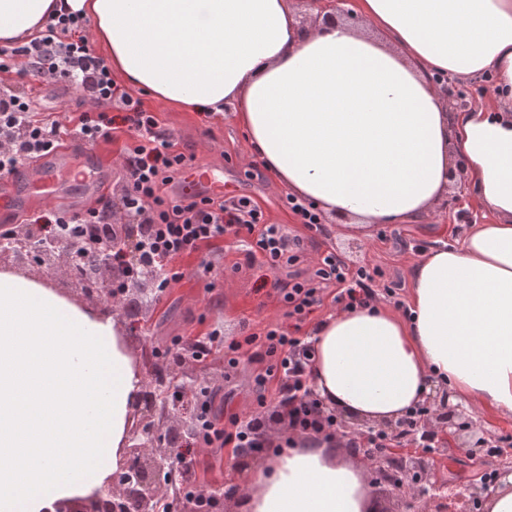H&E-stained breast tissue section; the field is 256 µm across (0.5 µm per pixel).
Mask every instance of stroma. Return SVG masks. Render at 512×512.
<instances>
[{
    "label": "stroma",
    "mask_w": 512,
    "mask_h": 512,
    "mask_svg": "<svg viewBox=\"0 0 512 512\" xmlns=\"http://www.w3.org/2000/svg\"><path fill=\"white\" fill-rule=\"evenodd\" d=\"M31 94L41 112L61 116L77 109L74 90L63 83H34ZM141 100L145 109L156 113L161 127L172 135L182 151L195 152L200 167L231 174L235 192L252 195L263 207L269 223L282 225L288 232L303 237L304 252L295 266L302 276L313 273L318 258L332 252L353 268L380 266L386 279L398 286L399 298L404 301L410 293L409 258L431 248L438 239L461 236L466 224L486 219L464 182L456 180L450 187L456 201L444 210L443 220L438 224H379L370 240L359 243L337 237L329 221L323 222L320 230H307L285 207L286 189L265 168L247 161L245 136L231 114L210 117L187 112L162 105L147 93L142 94ZM120 148L117 142L77 146L81 157L111 164L107 193L112 197L121 194L124 186ZM247 249V242L228 234L209 248L178 259L183 278L137 317V332L129 338L134 357H141L147 349L165 350L176 337L187 343L195 341L217 326L223 327L225 341L240 342L267 326L287 324L288 308L271 288L274 277H287V270L272 274L263 258L248 260ZM4 266L48 283L81 306H94L92 300L72 292L65 266L49 268L31 262L18 264L10 259L5 260ZM261 369V364L247 353L240 354L237 369H229L220 349L205 361L189 357L172 367L174 373L209 381L213 412L223 419L254 403V377ZM474 419L488 434L487 448H470L456 436H448L432 459L434 476L440 484L462 490L476 482L478 472L488 464L502 469L512 467V419L494 418L481 411L475 412ZM266 456L263 450L239 455L228 448H210L200 453L195 477L197 484L214 497L210 512H235L232 493L242 487L245 468Z\"/></svg>",
    "instance_id": "35a3bbf8"
}]
</instances>
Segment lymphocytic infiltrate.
<instances>
[{
    "label": "lymphocytic infiltrate",
    "instance_id": "1",
    "mask_svg": "<svg viewBox=\"0 0 512 512\" xmlns=\"http://www.w3.org/2000/svg\"><path fill=\"white\" fill-rule=\"evenodd\" d=\"M87 19L74 13L50 17L40 38L27 44L0 48V72H17L19 78L34 77L40 81L65 83L73 87L85 111L71 119L74 136L84 143L109 141L125 136L123 162L126 185L119 200L103 199L97 206L79 213L46 209L27 216V223L37 225L38 240L45 245L68 244L77 238L94 234L105 236L117 217H125L137 227L133 240L124 242L110 253L113 262L133 261L135 266L154 265L161 276L158 293H166L182 273L175 259L198 251L202 246L227 234L247 233L270 269L297 261L302 250L300 237L288 235L280 225L269 224L253 199L240 195L232 199L170 195L168 187L175 179L197 166L195 154L177 149L170 135L159 126L154 113L144 109L140 99L121 89L112 77L105 60L97 56L87 38ZM24 68H17V60ZM33 98L24 92L0 91V179L11 177L19 165L32 157H40L56 149L65 130L55 115L37 117ZM116 107V115H108V107ZM379 267H350L335 254L323 256L313 277L297 275L275 279L273 287L288 306L289 326H273L262 334L246 336L244 343L259 346L269 365L256 379L258 396L253 408L229 417L228 427H220L212 411L211 389L198 383L185 395L196 402L195 431L191 445L195 448L232 447L244 454L256 448L258 440L274 419L266 406L264 392L271 382H278L281 403L288 408L292 428L322 432L337 427L335 416L321 415L317 399L311 397L307 370L314 355L310 342L299 333L307 320L323 304V288L336 289L335 302L343 307L366 304L379 297H395L396 292L381 282ZM241 343V344H244ZM226 345L229 365H237L241 344L225 343L220 331H211L182 347L173 340L165 357L178 362L183 354L206 358L212 347ZM426 414L417 409L403 421L399 432L375 433L354 437L351 448L362 454L381 452L400 445L410 435H417L419 446L435 443V433L419 431L418 424Z\"/></svg>",
    "mask_w": 512,
    "mask_h": 512
}]
</instances>
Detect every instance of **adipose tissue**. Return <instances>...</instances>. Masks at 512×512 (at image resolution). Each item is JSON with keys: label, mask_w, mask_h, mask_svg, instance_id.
Segmentation results:
<instances>
[{"label": "adipose tissue", "mask_w": 512, "mask_h": 512, "mask_svg": "<svg viewBox=\"0 0 512 512\" xmlns=\"http://www.w3.org/2000/svg\"><path fill=\"white\" fill-rule=\"evenodd\" d=\"M376 30L304 23L292 0H0V46L50 15L88 19L113 70L158 102L231 110L249 159L340 235L430 223L455 159L494 218L409 266L407 308L375 302L312 325L308 386L323 414L401 422L447 394L512 417V0H358ZM490 76L454 111L435 79ZM143 375L118 318L0 272V512H50L122 464ZM247 473L239 512H366L363 465L344 440L295 433Z\"/></svg>", "instance_id": "ef3b65f1"}]
</instances>
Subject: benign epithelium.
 <instances>
[{"label": "benign epithelium", "instance_id": "1", "mask_svg": "<svg viewBox=\"0 0 512 512\" xmlns=\"http://www.w3.org/2000/svg\"><path fill=\"white\" fill-rule=\"evenodd\" d=\"M26 250L36 254L35 263L38 265H54L62 261L71 270L78 247L59 245L53 249L41 248L32 243L26 228L21 225L15 230L13 240L0 247V259ZM99 266L103 287L90 289L76 280L73 285L83 295L97 299L102 311L112 314L126 309L128 304L139 309L153 302L152 286L160 277L157 268L144 266L137 274L130 275L126 266L107 259L99 261ZM190 385L192 382L187 378L152 366L141 386L128 430L125 462L120 470L110 478L105 489L86 497L59 502L54 512H157L158 502L170 484L169 477L174 475L177 463L186 457L181 442L165 437L162 430H168L171 435L188 429L192 423L187 405L162 402L159 392L164 387L174 389ZM435 418L439 420L437 428L442 431L449 428L457 435L471 434L477 437V442H485L476 429V423L465 416L460 406L449 404L446 396L438 401ZM366 461L381 469L397 465L400 483L412 485L411 492L398 497L402 512H430L435 507L445 508L449 503L455 512H468L473 504L482 506L483 494L490 486V483L483 482L463 491H449L433 481L431 468L422 456L394 458L383 452L374 458H366Z\"/></svg>", "mask_w": 512, "mask_h": 512}]
</instances>
